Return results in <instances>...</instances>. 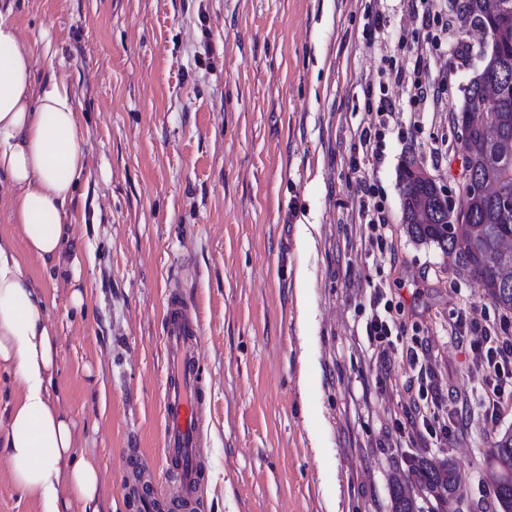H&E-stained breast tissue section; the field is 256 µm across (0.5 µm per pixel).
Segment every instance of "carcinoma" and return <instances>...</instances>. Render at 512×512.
Listing matches in <instances>:
<instances>
[{
	"mask_svg": "<svg viewBox=\"0 0 512 512\" xmlns=\"http://www.w3.org/2000/svg\"><path fill=\"white\" fill-rule=\"evenodd\" d=\"M467 4L469 15L494 37L500 78L512 83V25L500 22L503 15L512 13V0H467ZM491 82L493 77L485 71L470 80L466 104L457 117L472 130L468 160L488 189L482 196L464 191L462 222L448 223V212L431 188L421 183L418 173L425 167L415 158L404 160L398 179L403 224L409 236L453 256L456 266L476 280L487 300L498 309L512 312V286L502 287L503 271L512 269V250L504 248V242L512 240V209L505 211L498 204L500 192L512 194V159L496 157L495 148L489 146L484 134V125L492 122L502 138L512 142V95L486 100L485 88ZM487 478L497 503L496 512H512V429L496 435ZM408 479L418 491L442 505L460 497L462 477L447 456L412 459ZM391 502L392 512H418L416 496L397 478L391 484Z\"/></svg>",
	"mask_w": 512,
	"mask_h": 512,
	"instance_id": "carcinoma-1",
	"label": "carcinoma"
}]
</instances>
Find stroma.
Instances as JSON below:
<instances>
[{
    "label": "stroma",
    "mask_w": 512,
    "mask_h": 512,
    "mask_svg": "<svg viewBox=\"0 0 512 512\" xmlns=\"http://www.w3.org/2000/svg\"><path fill=\"white\" fill-rule=\"evenodd\" d=\"M13 11L34 91L65 77L85 142L70 247L31 268L59 341L52 396L77 453L99 461L101 512H133L125 449L166 479L160 316L176 263L203 318L205 512H391L392 477L445 454L463 479L449 512H494L487 456L512 404L485 426L482 378L450 326L462 309L499 311L452 257L407 234L398 180L413 157L462 191L456 117L482 49L469 28L427 48L406 0H13ZM421 53L441 106L414 107L407 83L381 80ZM383 96L395 111L374 164L358 135ZM365 180L389 219L383 254L365 243ZM377 285L404 341L427 352L449 435L396 430L419 383L400 353L381 362L367 348Z\"/></svg>",
    "instance_id": "1"
}]
</instances>
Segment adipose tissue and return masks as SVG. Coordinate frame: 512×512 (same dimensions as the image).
I'll return each instance as SVG.
<instances>
[{
    "instance_id": "ef3b65f1",
    "label": "adipose tissue",
    "mask_w": 512,
    "mask_h": 512,
    "mask_svg": "<svg viewBox=\"0 0 512 512\" xmlns=\"http://www.w3.org/2000/svg\"><path fill=\"white\" fill-rule=\"evenodd\" d=\"M34 75L11 7H0V186L11 190V214L22 246L0 238V363L22 392L0 428V458L14 486L40 512H100L94 456L77 455L75 423L51 396L58 340L30 260L49 265L63 253L65 218L84 171L78 114L64 78L33 95Z\"/></svg>"
}]
</instances>
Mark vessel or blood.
I'll return each instance as SVG.
<instances>
[{
  "instance_id": "obj_1",
  "label": "vessel or blood",
  "mask_w": 512,
  "mask_h": 512,
  "mask_svg": "<svg viewBox=\"0 0 512 512\" xmlns=\"http://www.w3.org/2000/svg\"><path fill=\"white\" fill-rule=\"evenodd\" d=\"M203 329L198 307L178 276H171L162 315L165 368L161 389V451L168 488L142 477L136 449L123 456L121 488L138 512H201L211 413L199 347Z\"/></svg>"
}]
</instances>
